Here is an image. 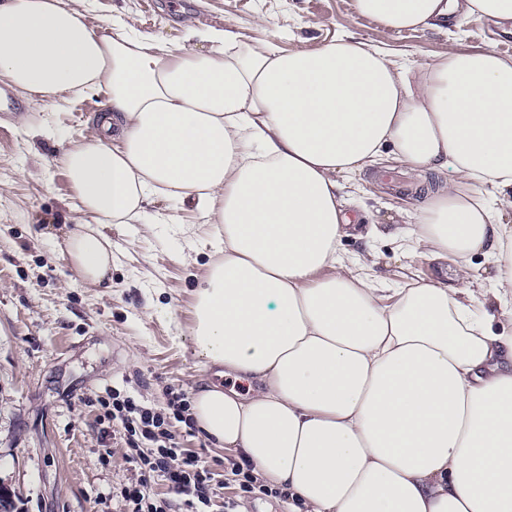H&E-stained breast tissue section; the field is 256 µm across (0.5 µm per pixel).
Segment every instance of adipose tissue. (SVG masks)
<instances>
[{
    "mask_svg": "<svg viewBox=\"0 0 512 512\" xmlns=\"http://www.w3.org/2000/svg\"><path fill=\"white\" fill-rule=\"evenodd\" d=\"M90 0H0V78L46 108L105 94L61 161L88 285L112 270L108 224L156 197L224 229L195 291L206 367L249 381L193 394L196 427L239 452L288 512H512V59L453 50L414 68L351 35L312 50L186 27L173 47L130 20L92 26ZM400 32L451 14L512 21V0H354ZM210 43L206 54L187 44ZM394 147L439 181L411 248L459 282L383 293L347 262L343 178ZM491 259L490 286L474 275Z\"/></svg>",
    "mask_w": 512,
    "mask_h": 512,
    "instance_id": "obj_1",
    "label": "adipose tissue"
}]
</instances>
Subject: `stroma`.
<instances>
[{"label": "stroma", "instance_id": "obj_1", "mask_svg": "<svg viewBox=\"0 0 512 512\" xmlns=\"http://www.w3.org/2000/svg\"><path fill=\"white\" fill-rule=\"evenodd\" d=\"M263 27H256L257 15ZM131 17L147 37L182 44L185 25L230 28L285 51L310 49L353 33L419 64L457 47L491 48L512 58V38L477 14L439 28L393 32L357 16L354 0H95L100 26ZM0 112V486L13 512H127L121 495L138 476L125 443L111 435L99 403L106 392L137 396L157 409L168 389L191 394L213 377L188 335L198 277L216 254L214 225L191 205L154 200L146 220L111 224L112 278L87 287L73 268L65 240L72 191L61 155L79 140L106 97L91 93L52 111L16 93ZM403 165L387 155L348 181L343 209L356 234L342 241L347 260L371 250L369 280L387 288L410 280L456 287L453 261H433L409 248L402 209L416 193ZM183 449L200 453L214 474L216 505L235 499L240 512H287L286 499L250 496L225 481L227 449L199 430L176 425Z\"/></svg>", "mask_w": 512, "mask_h": 512}]
</instances>
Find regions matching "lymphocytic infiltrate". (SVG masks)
I'll return each mask as SVG.
<instances>
[{
    "label": "lymphocytic infiltrate",
    "instance_id": "f902f5d3",
    "mask_svg": "<svg viewBox=\"0 0 512 512\" xmlns=\"http://www.w3.org/2000/svg\"><path fill=\"white\" fill-rule=\"evenodd\" d=\"M111 397V419L128 447L126 461L139 475L136 483L121 491L130 512H211L215 491L211 472L199 453L181 448L173 431L174 424H193L183 394L172 396L165 413L117 391ZM157 477L167 483L169 498L160 500L151 494L149 484Z\"/></svg>",
    "mask_w": 512,
    "mask_h": 512
}]
</instances>
